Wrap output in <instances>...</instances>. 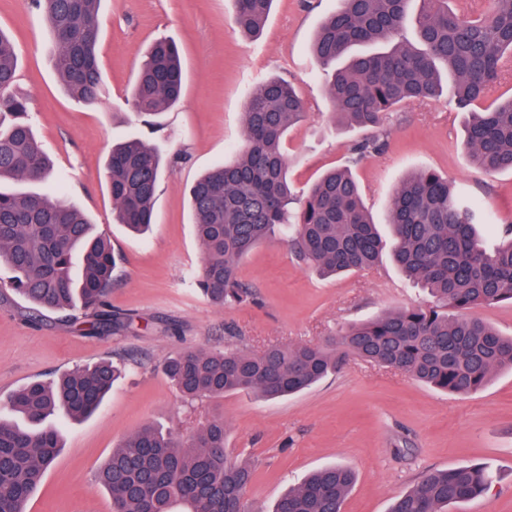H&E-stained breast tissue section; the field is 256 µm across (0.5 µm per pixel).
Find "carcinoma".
<instances>
[{
  "label": "carcinoma",
  "mask_w": 512,
  "mask_h": 512,
  "mask_svg": "<svg viewBox=\"0 0 512 512\" xmlns=\"http://www.w3.org/2000/svg\"><path fill=\"white\" fill-rule=\"evenodd\" d=\"M337 0L317 30L312 54L325 76L332 117L354 128H374L356 141L348 163L324 174L297 197L288 182L282 139L306 112L282 78L262 81L243 112L244 144L190 187L195 234L202 246L196 288L218 307L252 299L241 282L242 260L266 239L290 235L296 257L322 276L371 269L385 251L433 298L425 307L385 312L350 325L323 344L271 345L261 350L189 347L167 358L163 370L188 400L221 399L254 391L267 399L298 393L351 357L398 369L444 392L481 390L493 371L512 369V336L466 311L512 304V225L488 243L486 207L448 179L425 170L406 177L394 193L383 236L366 210L351 166L388 145L387 114L407 102L437 96L442 75L453 80L457 110L467 113L468 158L485 174L512 172V96L482 111L512 70V0H493L481 13L463 2ZM234 29L256 36L274 0H235ZM54 40L53 65L72 99L91 106L104 92L98 65L100 0H32ZM14 44L0 30V181L44 182L49 156L31 122L28 99L16 90ZM177 44L160 40L146 51L131 92L133 115L155 126L181 99ZM162 157L156 145L132 137L116 143L107 163L115 220L142 234L153 224ZM117 258L109 238L76 204L60 195L0 190V267L28 303L23 317L42 309L72 319L92 313L93 334L108 335L130 320L112 314L107 297ZM120 374L112 361L34 380L7 398L13 417H0V512H26L27 503L58 457L60 434L51 417L77 421L103 403ZM253 469L226 448L224 418L206 420L181 442L145 423L104 462L98 483L112 496V512H246L243 494ZM355 482L343 466L303 478L274 512H341ZM492 477L481 464L426 472L398 497L390 512H447L486 495Z\"/></svg>",
  "instance_id": "1"
}]
</instances>
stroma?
Instances as JSON below:
<instances>
[{
	"mask_svg": "<svg viewBox=\"0 0 512 512\" xmlns=\"http://www.w3.org/2000/svg\"><path fill=\"white\" fill-rule=\"evenodd\" d=\"M335 7L336 0H311L307 9L300 0H274L261 33L250 40L230 24L234 0H101L99 63L106 92L86 107L59 81L47 25L29 0H0V28L18 54V90L29 96L36 134L55 164V179L40 189L61 188L110 238L121 262L108 302L113 313L133 318L128 328L90 336L83 325L59 321L51 311L38 323L27 322L22 297H0V400L29 381H49L102 359L121 367L90 418L62 421L63 447L31 495L28 512H112V498L95 476L113 448L147 422L185 440L214 416L224 419L232 457L254 470L245 493L250 512H272L298 479L333 464L357 476L342 512H388L425 472L470 463L484 464L495 481L486 497L449 505L448 512H512L511 370L498 371L476 393L456 395L351 358L320 383L285 398L235 393L193 403L161 370L162 361L185 346L318 344L351 323L428 300L390 259L324 280L280 239L263 243L241 263L240 279L256 291L257 302L219 308L193 284L202 248L188 189L240 145L242 114L260 81H291L304 102L306 120L289 129L283 143L297 191L343 164L359 139L358 131L331 122L309 51ZM161 38L180 48L184 95L153 129L134 118L126 97L145 49ZM465 121L447 89L389 114L387 151L354 169L376 222H385L399 180L418 170L448 176L489 203L496 223L512 222V173L488 176L469 162ZM141 135L168 164L155 222L136 237L113 219L105 163L114 142Z\"/></svg>",
	"mask_w": 512,
	"mask_h": 512,
	"instance_id": "stroma-1",
	"label": "stroma"
}]
</instances>
